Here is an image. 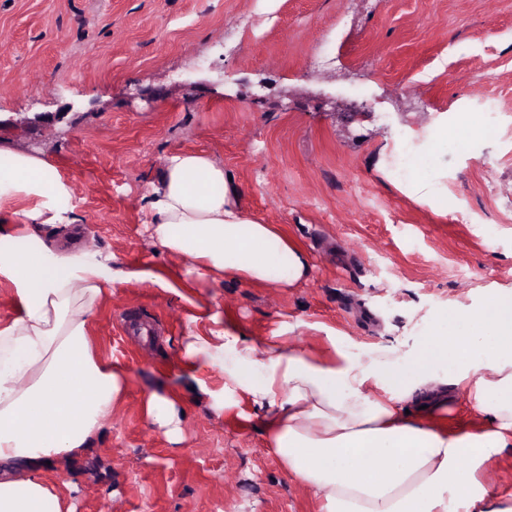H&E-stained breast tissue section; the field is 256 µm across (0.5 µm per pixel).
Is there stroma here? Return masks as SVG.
I'll return each mask as SVG.
<instances>
[{"mask_svg":"<svg viewBox=\"0 0 512 512\" xmlns=\"http://www.w3.org/2000/svg\"><path fill=\"white\" fill-rule=\"evenodd\" d=\"M320 43L333 62L314 63ZM191 73L203 86H184ZM55 112L47 129H1L0 149L69 183L81 246L171 284L106 287L91 334L129 384L90 451L46 471L75 512H320L259 417L197 391L182 348L212 314L258 341L388 347L406 366L512 294V0H0V117ZM406 141L424 162L409 181L393 172ZM187 151L308 253L307 280L202 281L151 239L147 196ZM151 392L179 397V434L144 417ZM475 486L512 501V447Z\"/></svg>","mask_w":512,"mask_h":512,"instance_id":"stroma-1","label":"stroma"}]
</instances>
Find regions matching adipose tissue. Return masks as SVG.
Returning a JSON list of instances; mask_svg holds the SVG:
<instances>
[{"label":"adipose tissue","mask_w":512,"mask_h":512,"mask_svg":"<svg viewBox=\"0 0 512 512\" xmlns=\"http://www.w3.org/2000/svg\"><path fill=\"white\" fill-rule=\"evenodd\" d=\"M0 208L24 201L29 224H58L69 188L42 158L8 153ZM152 238L188 259L200 278L231 277L289 288L307 279V254L275 225L249 216L206 153L171 156L149 200ZM21 251H0V275L15 287L18 315L0 327V512H74L42 466L78 458L112 418L128 387L119 362L101 359L88 329L105 290L107 262L65 254L29 233ZM469 336L430 337L405 374L392 351L359 359L330 349L314 355L284 340L258 342L234 326L189 335L184 357L197 371L220 368L221 393L244 397L262 422L283 469L312 489L321 512H512L469 494L481 462L512 446V294L491 300ZM482 347L485 357L470 353ZM448 365L449 391L419 395L405 413L398 399L372 394L387 380L407 387ZM498 396L484 408L486 392ZM486 411L487 428L449 430V397Z\"/></svg>","instance_id":"ef3b65f1"}]
</instances>
